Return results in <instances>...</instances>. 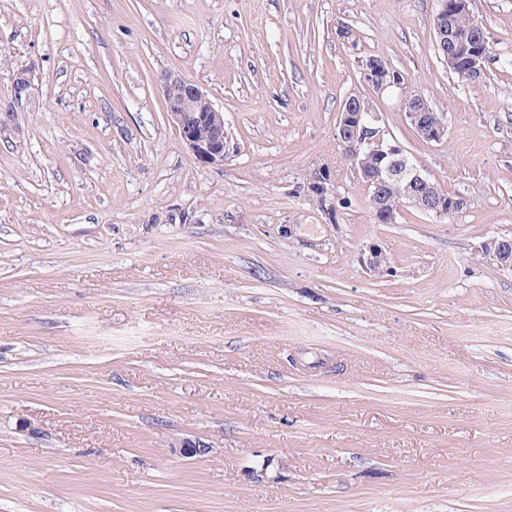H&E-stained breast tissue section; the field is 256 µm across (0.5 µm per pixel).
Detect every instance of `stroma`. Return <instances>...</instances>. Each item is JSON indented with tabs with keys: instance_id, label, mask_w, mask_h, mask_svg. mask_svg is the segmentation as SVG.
<instances>
[{
	"instance_id": "stroma-1",
	"label": "stroma",
	"mask_w": 512,
	"mask_h": 512,
	"mask_svg": "<svg viewBox=\"0 0 512 512\" xmlns=\"http://www.w3.org/2000/svg\"><path fill=\"white\" fill-rule=\"evenodd\" d=\"M438 8L0 0V512H512V275L476 254L512 235V0H471L474 82ZM172 73L223 164L167 122ZM352 94L463 210L375 221ZM439 2L440 7L435 23L437 49L439 50L440 47L443 49L444 60L449 69L459 72L462 77L478 80L484 74L489 60L485 42L489 57L491 52L485 31L483 32L480 24L472 18L470 0H440ZM462 14L472 18L471 25L468 17L461 16L456 20ZM457 25L464 29L469 25L470 27L462 31ZM163 95L168 123L178 131L196 159L211 165L223 163L226 147L224 114L202 88L183 75H168ZM405 115L417 136L427 143H439L448 134V124L445 116L439 120L440 115L430 110L427 101L421 95H412L403 102ZM431 116L429 117V113ZM438 118V119H436ZM434 121H432V120Z\"/></svg>"
}]
</instances>
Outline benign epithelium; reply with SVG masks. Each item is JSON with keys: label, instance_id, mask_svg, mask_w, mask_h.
<instances>
[{"label": "benign epithelium", "instance_id": "1", "mask_svg": "<svg viewBox=\"0 0 512 512\" xmlns=\"http://www.w3.org/2000/svg\"><path fill=\"white\" fill-rule=\"evenodd\" d=\"M471 14L470 0H440L436 15L437 47L443 49L448 68L470 80L482 77L488 62L485 35L477 22L467 30H460L456 18ZM364 80L378 90L398 84V81L378 75L376 65L365 71ZM163 95L166 118L179 133L181 140L191 149L196 159L205 164L224 162L226 133L224 112L215 107L209 96L193 80L183 75L165 78ZM405 115L417 136L427 143H439L448 134L446 119L431 120L427 101L420 95L404 100ZM375 113L370 111L366 99L357 94L349 96L338 117L341 137L356 146L352 153V165L371 196L375 221L393 224L398 212L412 207L437 217H448L463 210L466 202L461 197H448L430 176L414 163L398 144L388 143L376 135L373 122ZM384 163L382 177H372L367 169L372 160ZM391 183L403 186L400 201L386 204L385 190ZM478 254L504 272L512 274V237L494 236L481 242ZM365 268L376 274L386 267L382 249L373 244L369 247Z\"/></svg>", "mask_w": 512, "mask_h": 512}]
</instances>
